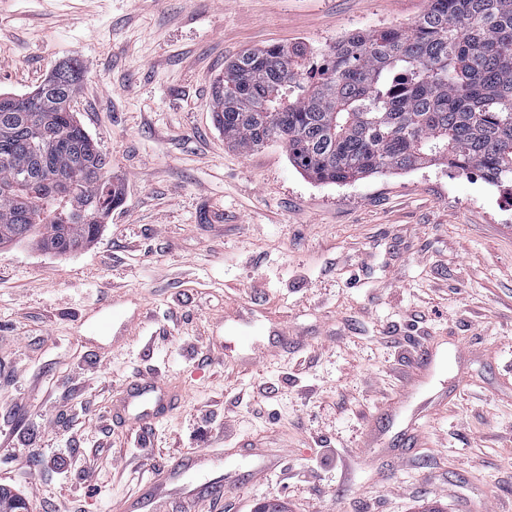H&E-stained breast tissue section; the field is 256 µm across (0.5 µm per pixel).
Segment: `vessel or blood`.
<instances>
[{
  "instance_id": "obj_1",
  "label": "vessel or blood",
  "mask_w": 512,
  "mask_h": 512,
  "mask_svg": "<svg viewBox=\"0 0 512 512\" xmlns=\"http://www.w3.org/2000/svg\"><path fill=\"white\" fill-rule=\"evenodd\" d=\"M178 392L151 377L142 375L130 380L119 399L112 405V417L123 423L141 424L169 414L179 401ZM224 455L218 451L202 450L196 455L180 459L160 470L148 483L146 491L125 499L122 512H143L146 503L197 498L200 492L214 496L223 495L229 484L222 474ZM204 473L208 479L203 486L188 483L190 474Z\"/></svg>"
}]
</instances>
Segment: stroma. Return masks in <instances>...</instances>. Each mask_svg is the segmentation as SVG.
I'll list each match as a JSON object with an SVG mask.
<instances>
[{
  "label": "stroma",
  "instance_id": "1",
  "mask_svg": "<svg viewBox=\"0 0 512 512\" xmlns=\"http://www.w3.org/2000/svg\"><path fill=\"white\" fill-rule=\"evenodd\" d=\"M425 6L0 0V91L78 61L76 116L123 194L77 252L0 244V486L29 512H111L203 448L234 475L215 512H512V187L444 161L323 183L213 119L212 82L244 50L317 55ZM138 374L183 399L130 428L110 412ZM245 441L279 468L256 475Z\"/></svg>",
  "mask_w": 512,
  "mask_h": 512
}]
</instances>
